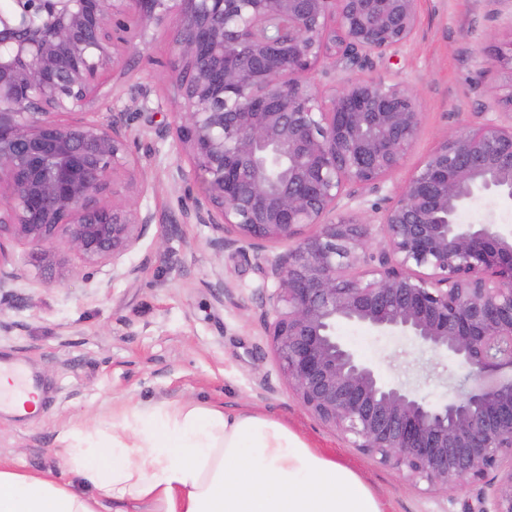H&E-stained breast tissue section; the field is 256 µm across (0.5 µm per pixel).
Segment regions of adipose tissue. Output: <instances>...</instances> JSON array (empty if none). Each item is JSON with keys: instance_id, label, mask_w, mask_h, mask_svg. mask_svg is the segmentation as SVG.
Wrapping results in <instances>:
<instances>
[{"instance_id": "obj_1", "label": "adipose tissue", "mask_w": 512, "mask_h": 512, "mask_svg": "<svg viewBox=\"0 0 512 512\" xmlns=\"http://www.w3.org/2000/svg\"><path fill=\"white\" fill-rule=\"evenodd\" d=\"M67 477L0 465V512H382L373 491L283 422L184 401L116 409Z\"/></svg>"}]
</instances>
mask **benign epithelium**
<instances>
[{
  "mask_svg": "<svg viewBox=\"0 0 512 512\" xmlns=\"http://www.w3.org/2000/svg\"><path fill=\"white\" fill-rule=\"evenodd\" d=\"M419 0H12L0 10V291L10 246L42 261L60 249L89 266L139 243L153 215L122 112L77 118L144 33L176 21L170 137L200 194L182 218L244 243L277 288L260 321L288 388L350 447L414 486L482 488L464 512H512V232L462 224L478 195L512 201V124L448 131L406 184L373 206L371 250L359 204L383 191L420 126L417 92L351 78L325 94L314 75L398 51ZM112 201H107V198ZM358 207H352V204ZM314 233L305 232L308 226ZM348 321L408 336L465 370L443 405L388 383L336 336Z\"/></svg>",
  "mask_w": 512,
  "mask_h": 512,
  "instance_id": "1",
  "label": "benign epithelium"
}]
</instances>
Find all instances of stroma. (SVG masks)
Masks as SVG:
<instances>
[{"label":"stroma","instance_id":"obj_1","mask_svg":"<svg viewBox=\"0 0 512 512\" xmlns=\"http://www.w3.org/2000/svg\"><path fill=\"white\" fill-rule=\"evenodd\" d=\"M418 16L399 53H385L365 68L340 62L335 79L324 82L331 89L362 77L417 91L420 129L388 178L390 188L403 185L450 129L482 121L487 112L512 122V112L497 109L488 96L512 82L511 73L492 63L497 48L512 43V0H419ZM171 46L170 28L150 29L125 72L115 73L108 108L95 115L100 122L115 112L131 116L130 151L148 186L138 205L154 221L122 260L130 276L113 275L108 263L87 267L67 251L37 262L27 244L12 246L19 277L0 298V368H22L42 405L33 416L0 410V460L63 475V433L111 432L116 405L195 400L288 423L311 447L355 470L382 512H463L478 486L446 493L412 485L351 448L289 390L259 322L274 284L257 269L259 257L275 258L285 245H267L260 255L242 244L218 252L210 245L218 235L212 225L184 223L183 189L175 180L180 157L172 138L157 134L176 111L164 79ZM483 57L484 67L478 64ZM219 280L222 295L213 289ZM336 334L359 358L378 365L386 381L416 386L435 404L452 398L463 376L452 358L420 353L405 338L349 322L338 323Z\"/></svg>","mask_w":512,"mask_h":512}]
</instances>
